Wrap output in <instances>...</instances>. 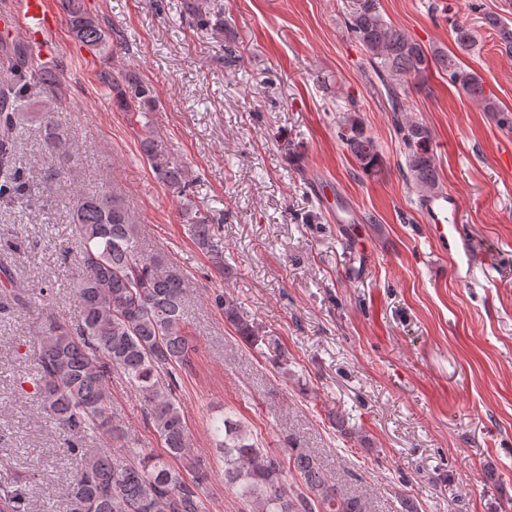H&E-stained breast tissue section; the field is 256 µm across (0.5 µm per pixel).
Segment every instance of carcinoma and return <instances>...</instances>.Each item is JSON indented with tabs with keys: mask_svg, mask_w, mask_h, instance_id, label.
Wrapping results in <instances>:
<instances>
[{
	"mask_svg": "<svg viewBox=\"0 0 512 512\" xmlns=\"http://www.w3.org/2000/svg\"><path fill=\"white\" fill-rule=\"evenodd\" d=\"M59 3L72 38L94 54L103 55L122 40V32L105 28L82 0ZM484 20L502 44L512 48V26L490 13ZM344 24L366 52L394 114L403 111L398 89L433 65L512 132V112L503 109L485 91L482 79L459 59L458 53L468 54L476 46L477 35L471 28L454 26L455 54L427 50L369 6L349 14ZM32 81L55 90L57 66L36 70L27 55L20 54L15 64L0 72V199L13 202L31 196L30 184L17 170L14 156L21 114L29 105L26 90ZM110 82L116 102L127 112L139 114L154 101L153 87L130 73L113 75ZM336 124L338 137L360 169L367 175L378 173L383 165L379 146L356 109L343 110ZM39 125L51 159L49 178L55 179L71 170L75 149L53 113H41ZM397 126L406 175L418 192L428 197L439 194L428 127L408 118L398 120ZM141 147L158 177L180 189L184 173L158 151L149 127ZM182 206L185 212L194 213L190 224L194 242L210 255L217 270L226 273L229 266L224 255L212 244L219 218L186 194ZM71 212L81 254L74 284L77 320L46 315L35 366L44 409L68 437L66 452L82 461L69 491V512H207L203 486L208 475L196 467L176 399L178 375L191 366L197 350L188 331L185 280L142 251L140 224L117 193L78 191ZM48 294L47 288L37 295L17 289L14 298L24 308L47 299ZM216 302L224 309V322L243 344L266 351L275 365H288L282 344L266 335L255 320L245 318L236 300L218 295ZM114 373L124 378L141 401L146 423L158 436L162 452L142 446L138 435L116 419L109 390ZM210 430L216 451L224 459V480L235 489L242 512H368L367 503L338 488L323 462L297 440L285 439L283 455L275 456L251 441L229 416L214 418ZM96 438L107 447H85L86 440ZM290 466L301 479L296 489L288 484ZM30 480L28 475L17 474L0 482V512H28Z\"/></svg>",
	"mask_w": 512,
	"mask_h": 512,
	"instance_id": "cac0c4a2",
	"label": "carcinoma"
}]
</instances>
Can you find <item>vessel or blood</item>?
<instances>
[{
	"instance_id": "vessel-or-blood-1",
	"label": "vessel or blood",
	"mask_w": 512,
	"mask_h": 512,
	"mask_svg": "<svg viewBox=\"0 0 512 512\" xmlns=\"http://www.w3.org/2000/svg\"><path fill=\"white\" fill-rule=\"evenodd\" d=\"M25 34L41 59H50L56 50L54 15L48 0H19L15 11L0 15V39L9 40ZM454 195L445 193L431 197L425 205L432 223L431 229L440 248H447L448 235L453 225L444 221L449 205L455 204Z\"/></svg>"
}]
</instances>
